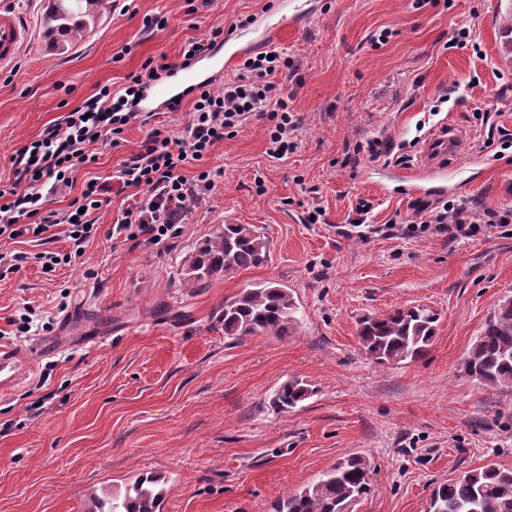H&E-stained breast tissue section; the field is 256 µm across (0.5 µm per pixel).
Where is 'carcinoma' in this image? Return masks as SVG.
<instances>
[{"mask_svg":"<svg viewBox=\"0 0 512 512\" xmlns=\"http://www.w3.org/2000/svg\"><path fill=\"white\" fill-rule=\"evenodd\" d=\"M102 14L101 0H52L42 20L46 41L62 51L80 41ZM267 241L247 224H217L181 261L183 286L202 288L266 261ZM224 335L233 338L286 336L295 322L288 289L276 282L245 288L224 300L215 314ZM436 313L426 307L397 309L358 323L361 350L379 364L414 362L424 357L435 335ZM465 373L479 383L512 388V296L500 300L487 317L464 361ZM316 393L310 384L290 379L272 397L279 412L296 408ZM369 459L350 455L320 477L272 504V512H348L370 490ZM162 479L140 476L123 494L108 489L89 494L87 512H161ZM427 512H512V469L494 464L475 468L436 487Z\"/></svg>","mask_w":512,"mask_h":512,"instance_id":"cac0c4a2","label":"carcinoma"}]
</instances>
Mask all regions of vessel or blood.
Wrapping results in <instances>:
<instances>
[{"instance_id": "1", "label": "vessel or blood", "mask_w": 512, "mask_h": 512, "mask_svg": "<svg viewBox=\"0 0 512 512\" xmlns=\"http://www.w3.org/2000/svg\"><path fill=\"white\" fill-rule=\"evenodd\" d=\"M298 13L288 10L286 0H278L262 25L253 29L250 43H240L236 38L224 42L223 59L211 60L208 67L185 72L183 80L189 86L212 83L219 71L232 70L238 58L258 46H269L289 24L299 22ZM28 39L27 29L20 23L11 8L0 7V69H6L15 62L18 53ZM465 134L454 123L441 125L429 139L418 162L419 169L432 170L442 166L444 160L455 156L464 144ZM26 361L16 349L0 346V393L14 390L23 383L26 375Z\"/></svg>"}]
</instances>
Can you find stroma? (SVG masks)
<instances>
[{"label":"stroma","mask_w":512,"mask_h":512,"mask_svg":"<svg viewBox=\"0 0 512 512\" xmlns=\"http://www.w3.org/2000/svg\"><path fill=\"white\" fill-rule=\"evenodd\" d=\"M31 39L0 71V181L10 157L101 86L120 89L151 57L167 55L179 84L180 48L216 29L250 38L247 18L268 0H124L66 52L41 36L49 0H0ZM512 0H309V16L281 48L297 64L289 81L302 117L298 148L270 158L269 124L252 120L213 148L224 176L181 237L159 247L110 239L126 207L100 210L101 234L81 257L44 273L35 243L0 241L29 254L0 281V344L44 343L28 378L0 398V512H85L92 490L123 492L135 478L164 480L161 512H270L273 500L318 479L340 458L370 459V492L353 512H426L432 489L495 463L512 469V388L480 384L464 358L497 301L512 295V225L469 238L364 235L407 223L417 202L512 209V148L475 140L481 114L512 130V57L498 18ZM163 18L147 33L144 18ZM470 28L475 46L449 47ZM386 42H378L381 31ZM449 94L441 112L429 109ZM452 122L472 133L437 174L410 178L392 157L343 160L379 137L419 158ZM147 134L127 127L119 146L96 147L95 173L113 175ZM321 207L324 221L310 224ZM247 224L268 242L260 266L203 288L181 283V257L214 225ZM267 281L286 285L298 310L288 336L226 337L214 319L225 299ZM435 310L428 353L380 365L361 350L357 322L404 306ZM50 330L16 333L24 308ZM297 378L316 387L301 407L269 400Z\"/></svg>","instance_id":"obj_1"}]
</instances>
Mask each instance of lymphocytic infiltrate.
Wrapping results in <instances>:
<instances>
[{
  "label": "lymphocytic infiltrate",
  "mask_w": 512,
  "mask_h": 512,
  "mask_svg": "<svg viewBox=\"0 0 512 512\" xmlns=\"http://www.w3.org/2000/svg\"><path fill=\"white\" fill-rule=\"evenodd\" d=\"M295 62L282 53L259 52L243 58L222 87L199 85L189 120L180 136L152 126V113L135 109V98L159 70L146 60L140 72L129 74L123 93L100 87L98 92L67 112L61 122L48 126L38 139L21 146L12 157L14 179L0 185V239L28 238L43 244L37 253L41 266L70 263L82 255L98 232L113 239L145 238L164 245L178 238L190 213L212 195L222 170L204 167L213 147L235 135L254 119L270 121L267 153L282 159L297 144L294 134L301 118L290 105L284 72ZM149 132L138 150L127 158L115 177L89 179L79 197L63 209L50 208V199L72 187L77 167L96 163L93 145L114 140L132 123ZM194 175H187V168ZM129 193L131 201L109 230L99 225V212L112 202L113 192ZM405 234L431 232L468 238L481 226L512 224V210H472L442 203L424 206ZM65 239L67 252L51 250L50 242Z\"/></svg>",
  "instance_id": "1"
}]
</instances>
